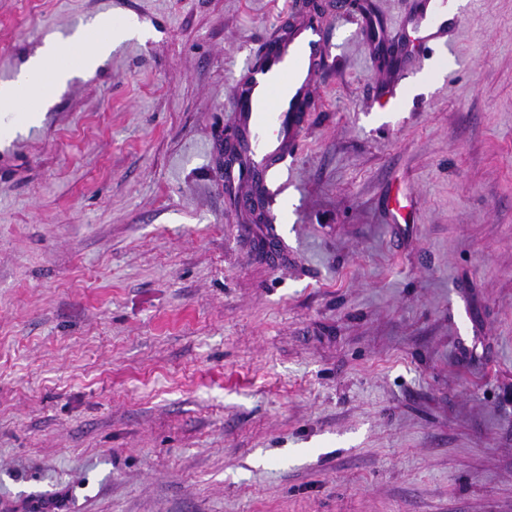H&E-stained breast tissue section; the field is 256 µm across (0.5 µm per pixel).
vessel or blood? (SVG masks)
I'll list each match as a JSON object with an SVG mask.
<instances>
[{"label": "vessel or blood", "instance_id": "1", "mask_svg": "<svg viewBox=\"0 0 512 512\" xmlns=\"http://www.w3.org/2000/svg\"><path fill=\"white\" fill-rule=\"evenodd\" d=\"M358 11L362 36L389 50L391 43L367 0H360ZM409 23L420 49L447 41L448 0H417ZM323 50L316 24L302 12L294 13L288 27L262 50L232 101L234 162L224 174L225 184L246 188L255 198L265 197L274 186L280 168L300 148L310 120L308 94Z\"/></svg>", "mask_w": 512, "mask_h": 512}]
</instances>
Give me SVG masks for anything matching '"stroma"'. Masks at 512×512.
Masks as SVG:
<instances>
[{"instance_id":"obj_1","label":"stroma","mask_w":512,"mask_h":512,"mask_svg":"<svg viewBox=\"0 0 512 512\" xmlns=\"http://www.w3.org/2000/svg\"><path fill=\"white\" fill-rule=\"evenodd\" d=\"M302 2L0 0V82L98 15L143 31L0 113V512H512V0L401 71L319 0L309 125L244 224L236 80Z\"/></svg>"}]
</instances>
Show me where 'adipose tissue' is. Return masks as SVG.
<instances>
[{"instance_id":"ef3b65f1","label":"adipose tissue","mask_w":512,"mask_h":512,"mask_svg":"<svg viewBox=\"0 0 512 512\" xmlns=\"http://www.w3.org/2000/svg\"><path fill=\"white\" fill-rule=\"evenodd\" d=\"M109 16L94 19L60 41H46L41 50L9 81L0 83V110L38 116L74 68H94L112 49Z\"/></svg>"}]
</instances>
